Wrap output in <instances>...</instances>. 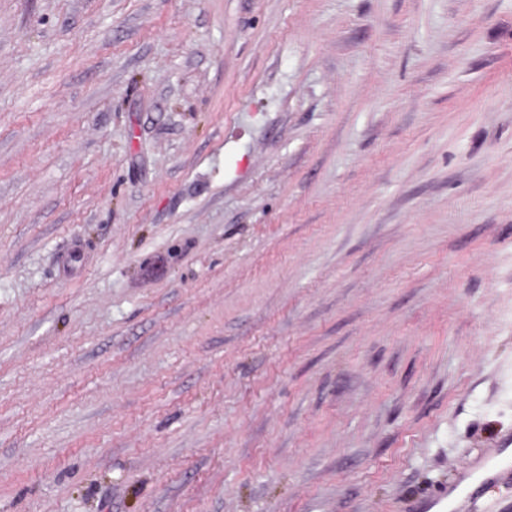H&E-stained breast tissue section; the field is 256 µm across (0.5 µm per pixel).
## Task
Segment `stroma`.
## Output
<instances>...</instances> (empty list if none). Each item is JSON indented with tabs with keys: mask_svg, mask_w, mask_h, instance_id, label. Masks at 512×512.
Listing matches in <instances>:
<instances>
[{
	"mask_svg": "<svg viewBox=\"0 0 512 512\" xmlns=\"http://www.w3.org/2000/svg\"><path fill=\"white\" fill-rule=\"evenodd\" d=\"M512 440V0H0V512H407Z\"/></svg>",
	"mask_w": 512,
	"mask_h": 512,
	"instance_id": "stroma-1",
	"label": "stroma"
}]
</instances>
